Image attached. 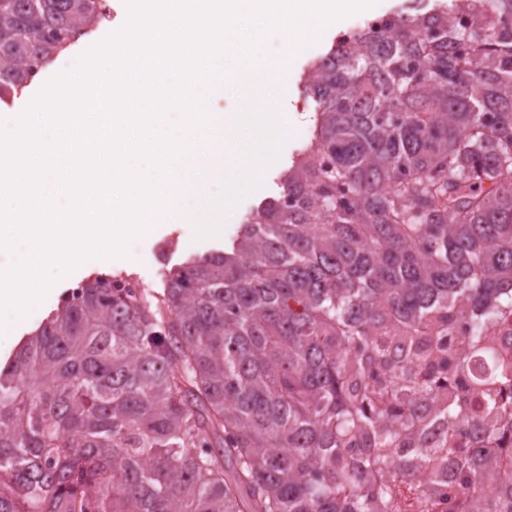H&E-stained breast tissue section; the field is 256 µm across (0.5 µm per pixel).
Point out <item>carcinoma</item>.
<instances>
[{"instance_id":"cac0c4a2","label":"carcinoma","mask_w":512,"mask_h":512,"mask_svg":"<svg viewBox=\"0 0 512 512\" xmlns=\"http://www.w3.org/2000/svg\"><path fill=\"white\" fill-rule=\"evenodd\" d=\"M110 0H0V104ZM310 143L231 250L99 274L0 367V512H399L512 433V0H411L302 70ZM485 369L473 374V364ZM502 483L461 512H512ZM472 482L470 457H455ZM470 327L468 318L459 317L448 327V337L443 341L449 359H453L460 347L463 336H467Z\"/></svg>"}]
</instances>
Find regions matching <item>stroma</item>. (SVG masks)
<instances>
[{
  "mask_svg": "<svg viewBox=\"0 0 512 512\" xmlns=\"http://www.w3.org/2000/svg\"><path fill=\"white\" fill-rule=\"evenodd\" d=\"M353 16H346L324 27L320 36L308 41L306 47L293 60L288 74L291 92L283 100L281 109L291 117L289 128L292 138L284 145L279 160L267 169L263 175L261 189L243 199L228 216L220 236L203 241H194L195 228L190 224H166L150 236L134 237L129 245L130 255L113 260L112 263L97 267L90 266L78 271L66 282L57 283L52 294L43 304L29 311L15 329L16 335H24L33 326L41 324L58 302L76 288L86 277L103 272L127 276L148 288L159 287L163 270L181 264L191 255H200L224 244L236 233L249 211L262 199L276 195L279 191V175L287 166L292 154L307 145L311 125L307 121L309 112L314 109L312 99L304 97L299 83V75L306 63L314 56L326 51L336 34L345 26L352 24Z\"/></svg>",
  "mask_w": 512,
  "mask_h": 512,
  "instance_id": "35a3bbf8",
  "label": "stroma"
}]
</instances>
